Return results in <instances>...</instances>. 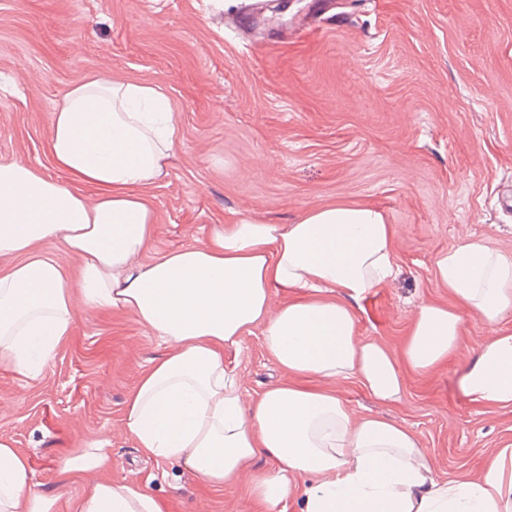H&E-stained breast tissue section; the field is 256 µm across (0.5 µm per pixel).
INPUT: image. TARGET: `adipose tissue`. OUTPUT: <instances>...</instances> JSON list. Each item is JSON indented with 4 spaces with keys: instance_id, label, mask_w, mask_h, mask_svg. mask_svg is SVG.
<instances>
[{
    "instance_id": "obj_1",
    "label": "adipose tissue",
    "mask_w": 512,
    "mask_h": 512,
    "mask_svg": "<svg viewBox=\"0 0 512 512\" xmlns=\"http://www.w3.org/2000/svg\"><path fill=\"white\" fill-rule=\"evenodd\" d=\"M173 106L145 81L96 77L71 87L53 114L55 165L100 190L95 202L30 164L0 162V365L25 377L70 335L77 304L129 313L172 354L145 369L125 404L141 451L184 460L214 486L240 477L255 459L249 493L260 512H512V447L496 449L477 480H442L403 422L353 417L330 384L356 381L394 403L403 381L381 344L357 337L351 301L395 275L393 227L372 204L306 210L291 224L237 218L193 244L158 254L155 213L144 192L177 144ZM50 242L78 255L65 268ZM438 279L479 317L512 312V257L479 240L436 263ZM293 298L273 306L275 292ZM340 300H333V293ZM260 327L269 355L315 386L276 384L245 401L223 350ZM461 320L420 302L404 349L425 373L454 352ZM463 394L486 407L512 406V333L481 343L460 378ZM107 441L57 465L60 487L74 474L106 469ZM38 492L28 459L0 440V512H54ZM71 512H167L162 500L108 479L71 500Z\"/></svg>"
}]
</instances>
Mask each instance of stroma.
I'll return each instance as SVG.
<instances>
[{
    "instance_id": "stroma-1",
    "label": "stroma",
    "mask_w": 512,
    "mask_h": 512,
    "mask_svg": "<svg viewBox=\"0 0 512 512\" xmlns=\"http://www.w3.org/2000/svg\"><path fill=\"white\" fill-rule=\"evenodd\" d=\"M140 80L170 97L179 142L146 196L154 252L247 217L290 224L336 202L381 208L396 273L355 301L357 335L396 362L417 303L461 319L454 354L432 371L403 365L398 403L357 383L333 388L357 417L409 425L440 479L477 480L512 444V407L481 408L458 378L493 327L436 279V262L479 239L512 254V0H0V162L53 170L49 140L64 94L89 77ZM128 313L80 309L40 377L0 366V439L55 495L59 460L109 440L113 482L137 484L168 512H256L247 480L213 488L177 459L144 455L125 402L167 355ZM246 400L291 382L260 328L224 349Z\"/></svg>"
}]
</instances>
